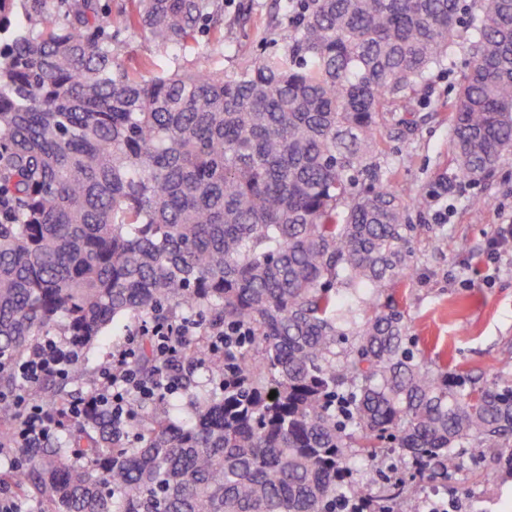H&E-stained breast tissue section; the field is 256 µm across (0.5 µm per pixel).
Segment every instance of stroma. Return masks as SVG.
<instances>
[{
	"label": "stroma",
	"instance_id": "35a3bbf8",
	"mask_svg": "<svg viewBox=\"0 0 512 512\" xmlns=\"http://www.w3.org/2000/svg\"><path fill=\"white\" fill-rule=\"evenodd\" d=\"M288 0H224V38L200 37L178 51L185 68L207 67L228 73L244 70L259 57L278 52L279 29L289 19ZM465 47L431 75L426 87L411 92L410 109L420 118L416 133L387 144L383 172L412 206L406 221L414 230L407 244L408 278L382 292L404 314L409 344L425 360L454 358L472 378L501 375L512 381V242L497 263L487 254L497 224L512 220V151L503 153L491 177L466 182L443 197L431 189L453 165L448 129V102L465 69ZM425 198L423 206L414 201ZM138 318L123 319L80 358L94 371L113 348L126 345ZM353 483L372 482L381 495L399 482L411 483L416 506L458 504L462 512H512V474L499 465L489 448L462 449L448 479L412 478L409 459L398 453L376 461L352 454Z\"/></svg>",
	"mask_w": 512,
	"mask_h": 512
}]
</instances>
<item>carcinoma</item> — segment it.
Wrapping results in <instances>:
<instances>
[{
    "label": "carcinoma",
    "instance_id": "cac0c4a2",
    "mask_svg": "<svg viewBox=\"0 0 512 512\" xmlns=\"http://www.w3.org/2000/svg\"><path fill=\"white\" fill-rule=\"evenodd\" d=\"M130 2L0 0V445L45 337L81 351L134 315L199 317L179 356L194 415L133 398L131 440L109 407L73 417L42 387L68 427L0 465V493L37 512H341L350 449L386 443L444 478L475 444L512 472V384L415 356L380 293L408 276L412 231L382 174L387 118L457 45L460 0H298L283 51L231 75L121 59L137 31L161 53L221 33L223 0ZM467 12L447 191L512 149V0ZM237 325L245 342L209 358ZM200 366L219 391H197ZM136 368L155 379L147 337Z\"/></svg>",
    "mask_w": 512,
    "mask_h": 512
}]
</instances>
